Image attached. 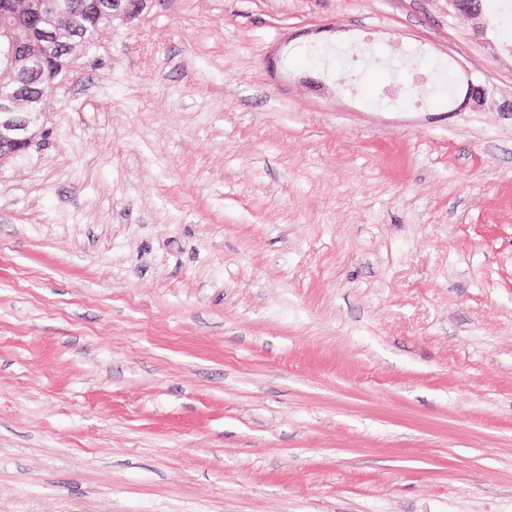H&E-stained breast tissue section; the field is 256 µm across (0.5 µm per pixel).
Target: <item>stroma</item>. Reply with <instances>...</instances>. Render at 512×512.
<instances>
[{
    "label": "stroma",
    "instance_id": "stroma-1",
    "mask_svg": "<svg viewBox=\"0 0 512 512\" xmlns=\"http://www.w3.org/2000/svg\"><path fill=\"white\" fill-rule=\"evenodd\" d=\"M496 17L115 13L0 167V512H512V117L450 109L512 100Z\"/></svg>",
    "mask_w": 512,
    "mask_h": 512
}]
</instances>
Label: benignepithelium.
<instances>
[{
  "label": "benign epithelium",
  "instance_id": "1",
  "mask_svg": "<svg viewBox=\"0 0 512 512\" xmlns=\"http://www.w3.org/2000/svg\"><path fill=\"white\" fill-rule=\"evenodd\" d=\"M129 4V0H112L104 6L100 0H85V11L108 21L114 9ZM86 51L85 39L75 30L70 20L59 17L48 19L34 11L25 18L23 29L14 19L0 15V75H18L20 78L35 71L38 60L45 54L81 58ZM467 96L463 105L484 106L488 100L486 88L467 80ZM33 95L18 89L0 96V167L22 149L42 142L44 128L39 124L41 113L31 111Z\"/></svg>",
  "mask_w": 512,
  "mask_h": 512
}]
</instances>
